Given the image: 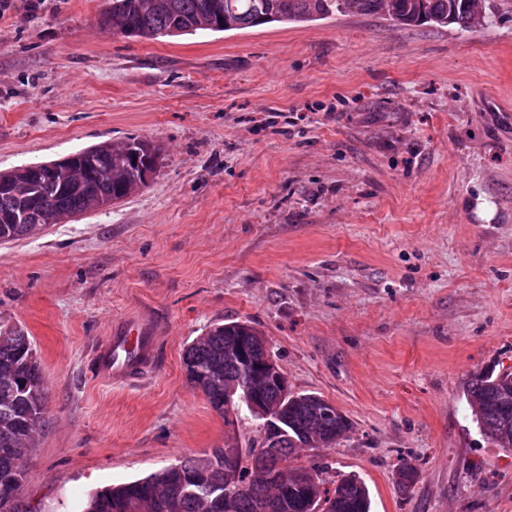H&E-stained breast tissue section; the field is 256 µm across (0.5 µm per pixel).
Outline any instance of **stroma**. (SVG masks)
I'll list each match as a JSON object with an SVG mask.
<instances>
[{"instance_id":"stroma-1","label":"stroma","mask_w":512,"mask_h":512,"mask_svg":"<svg viewBox=\"0 0 512 512\" xmlns=\"http://www.w3.org/2000/svg\"><path fill=\"white\" fill-rule=\"evenodd\" d=\"M27 3L0 16V171L161 150L127 199L0 243V320L32 336L53 419L30 512L259 438L187 384L184 350L219 320L254 322L292 390L352 423L290 466L359 477L371 512H512V450L465 401L512 368V0L473 32L337 15L159 40L105 29L109 0ZM143 313L154 370L98 381L93 348Z\"/></svg>"}]
</instances>
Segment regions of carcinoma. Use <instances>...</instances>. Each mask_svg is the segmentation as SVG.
I'll return each instance as SVG.
<instances>
[{
  "instance_id": "cac0c4a2",
  "label": "carcinoma",
  "mask_w": 512,
  "mask_h": 512,
  "mask_svg": "<svg viewBox=\"0 0 512 512\" xmlns=\"http://www.w3.org/2000/svg\"><path fill=\"white\" fill-rule=\"evenodd\" d=\"M381 17L401 28L457 25L475 28L469 0H112L104 19L112 32L157 40L199 31L226 32L270 23L311 22L334 15ZM90 173L65 188L46 165H36L21 178L31 188L29 201L17 197L7 183L0 185V237L11 242L41 233L42 227L65 213L86 212L99 198L123 201L145 187L160 164V148L146 138L131 137L100 143L78 152ZM262 332L249 321L214 323L187 346L183 369L188 385L200 391L224 423H233L240 396L253 377L261 378L255 404L280 414L286 433L275 435L260 424L256 445L224 444L204 458L187 457L149 475L96 492L84 512H370L366 485L343 476L315 500L302 480L284 494L249 474L255 462L276 478L287 469L284 458L303 447L318 432L336 442L352 427L348 417L324 398L297 393L284 372L271 373L272 358ZM512 379L502 373H479L468 385L466 401L473 421L493 444H500L504 414L494 403L498 391ZM49 425L43 372L33 341L24 328L0 323V512H28L23 499L25 471L20 461L36 447ZM237 467V485L225 494L224 471ZM418 477L414 465L401 460L397 484L406 490Z\"/></svg>"
}]
</instances>
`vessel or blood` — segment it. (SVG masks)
<instances>
[{"label": "vessel or blood", "mask_w": 512, "mask_h": 512, "mask_svg": "<svg viewBox=\"0 0 512 512\" xmlns=\"http://www.w3.org/2000/svg\"><path fill=\"white\" fill-rule=\"evenodd\" d=\"M156 358L155 338L138 319L113 328L111 336L94 351V371L105 383L130 384L152 369Z\"/></svg>", "instance_id": "1"}]
</instances>
